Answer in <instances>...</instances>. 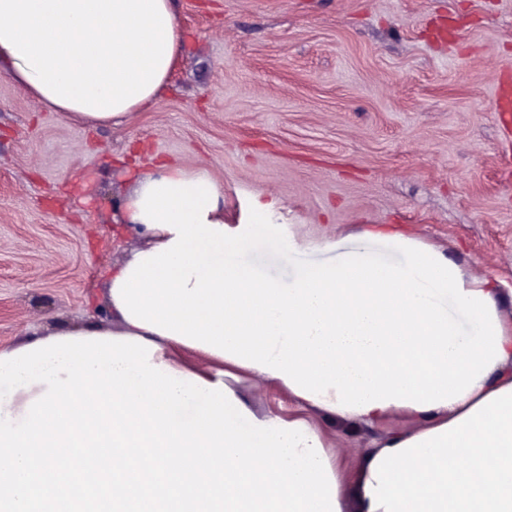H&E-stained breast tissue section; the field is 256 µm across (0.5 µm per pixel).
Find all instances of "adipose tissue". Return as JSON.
Wrapping results in <instances>:
<instances>
[{
	"label": "adipose tissue",
	"mask_w": 512,
	"mask_h": 512,
	"mask_svg": "<svg viewBox=\"0 0 512 512\" xmlns=\"http://www.w3.org/2000/svg\"><path fill=\"white\" fill-rule=\"evenodd\" d=\"M184 47L175 0H0V62L64 118L119 126L166 88ZM121 228L146 243L106 282L118 332H57L0 347V512H237L256 467L277 476L254 512H350L320 435L253 414L224 384L230 365L303 404L371 424L395 410L418 430L370 448L360 512H512V361L493 283L464 277L396 228L375 235L406 262L347 258L289 285L226 259L246 237L224 222L208 169L162 163L134 179ZM472 320L464 335L456 317ZM183 347L217 370L175 364ZM423 361L406 369L407 355ZM86 393L133 410L109 436L73 417ZM162 443L154 481L125 448L140 423Z\"/></svg>",
	"instance_id": "obj_1"
}]
</instances>
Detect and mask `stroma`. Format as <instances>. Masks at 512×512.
<instances>
[{
  "instance_id": "obj_1",
  "label": "stroma",
  "mask_w": 512,
  "mask_h": 512,
  "mask_svg": "<svg viewBox=\"0 0 512 512\" xmlns=\"http://www.w3.org/2000/svg\"><path fill=\"white\" fill-rule=\"evenodd\" d=\"M173 83L126 125L90 128L0 69V346L91 323L129 173L206 167L243 260L280 281L341 252L382 251L357 226L394 224L498 288L512 322V0H177ZM225 383L255 413L303 414L348 497L369 448L418 429L302 409L247 372Z\"/></svg>"
}]
</instances>
